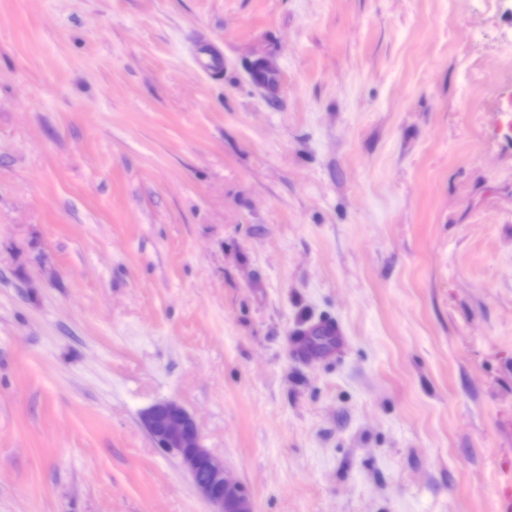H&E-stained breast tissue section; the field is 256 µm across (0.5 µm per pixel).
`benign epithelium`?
I'll use <instances>...</instances> for the list:
<instances>
[{"mask_svg": "<svg viewBox=\"0 0 512 512\" xmlns=\"http://www.w3.org/2000/svg\"><path fill=\"white\" fill-rule=\"evenodd\" d=\"M140 422L158 447L180 460L211 512H252L247 494L232 481L224 461L201 445L198 425L182 405L161 401L145 410Z\"/></svg>", "mask_w": 512, "mask_h": 512, "instance_id": "7a95c632", "label": "benign epithelium"}]
</instances>
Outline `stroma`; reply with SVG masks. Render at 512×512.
Segmentation results:
<instances>
[{"instance_id": "35a3bbf8", "label": "stroma", "mask_w": 512, "mask_h": 512, "mask_svg": "<svg viewBox=\"0 0 512 512\" xmlns=\"http://www.w3.org/2000/svg\"><path fill=\"white\" fill-rule=\"evenodd\" d=\"M164 400L254 512H492L512 0H0V512H210ZM140 422L159 448L180 460L211 512H253L247 494L232 481L223 460L201 445L198 425L182 405L161 401L145 410Z\"/></svg>"}]
</instances>
